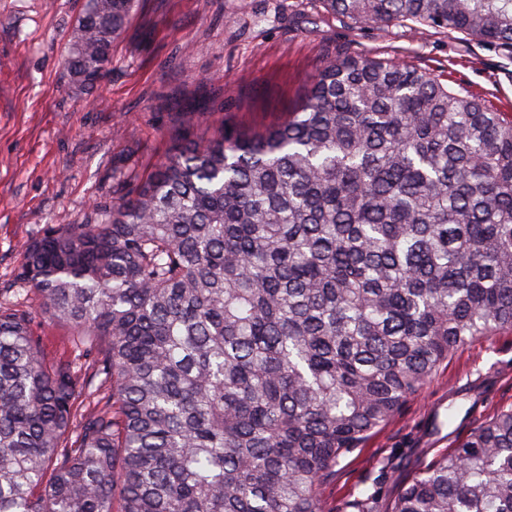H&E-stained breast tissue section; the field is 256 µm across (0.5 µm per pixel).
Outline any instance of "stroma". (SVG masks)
<instances>
[{
  "label": "stroma",
  "instance_id": "1",
  "mask_svg": "<svg viewBox=\"0 0 512 512\" xmlns=\"http://www.w3.org/2000/svg\"><path fill=\"white\" fill-rule=\"evenodd\" d=\"M83 0H0V285L48 224H85L177 145L188 119L258 129L299 104L321 62L346 51L407 63L512 113V51L433 30L384 33L322 0H139L102 83L64 69ZM512 408V332L454 351L386 424L340 457L326 512H386L417 470ZM454 421H447V414Z\"/></svg>",
  "mask_w": 512,
  "mask_h": 512
}]
</instances>
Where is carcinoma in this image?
<instances>
[{"instance_id":"carcinoma-1","label":"carcinoma","mask_w":512,"mask_h":512,"mask_svg":"<svg viewBox=\"0 0 512 512\" xmlns=\"http://www.w3.org/2000/svg\"><path fill=\"white\" fill-rule=\"evenodd\" d=\"M512 49V0H322ZM137 0H84L92 90ZM0 288V512H325L336 463L453 351L512 331V113L338 53L262 133L188 129ZM26 292L39 310L14 304ZM71 353L41 351L37 317ZM388 512H512V408Z\"/></svg>"}]
</instances>
